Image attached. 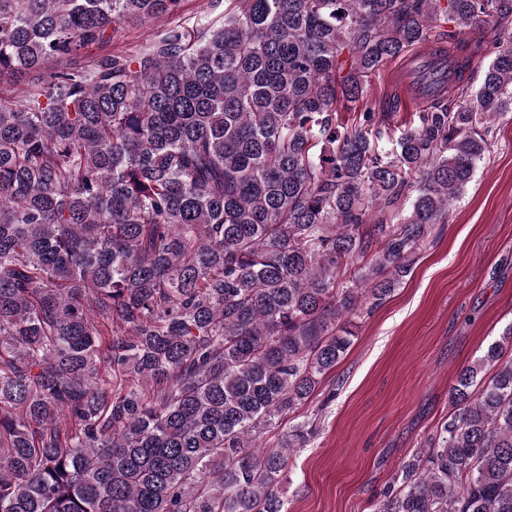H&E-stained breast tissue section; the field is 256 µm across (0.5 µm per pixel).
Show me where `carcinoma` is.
<instances>
[{
    "label": "carcinoma",
    "instance_id": "obj_1",
    "mask_svg": "<svg viewBox=\"0 0 512 512\" xmlns=\"http://www.w3.org/2000/svg\"><path fill=\"white\" fill-rule=\"evenodd\" d=\"M0 0V512H287L313 395L512 112V0ZM476 88L363 104L435 26ZM349 112L346 121L338 113ZM377 512H512V323ZM150 31L149 27L127 26L125 30H122L118 37L110 43L107 49L120 51L133 48L143 43ZM397 61H393L388 64L378 75L373 76L367 90L365 92V101L371 103L376 107V112H381L380 109L382 105V101L385 98L386 93L391 91L390 81L387 79V74L395 65Z\"/></svg>",
    "mask_w": 512,
    "mask_h": 512
}]
</instances>
